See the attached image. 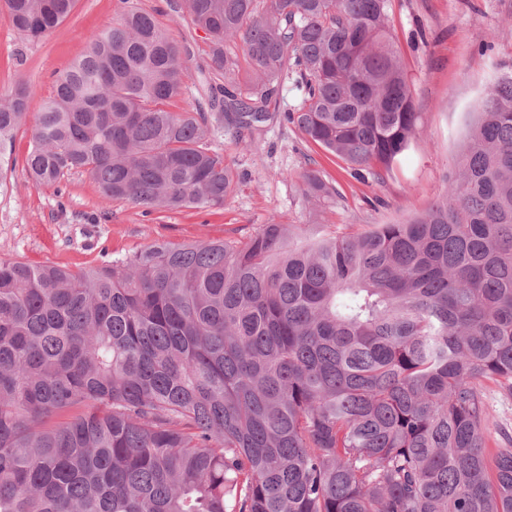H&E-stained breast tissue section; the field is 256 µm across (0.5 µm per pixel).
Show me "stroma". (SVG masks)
<instances>
[{
    "label": "stroma",
    "instance_id": "1",
    "mask_svg": "<svg viewBox=\"0 0 512 512\" xmlns=\"http://www.w3.org/2000/svg\"><path fill=\"white\" fill-rule=\"evenodd\" d=\"M131 3L153 14L171 41L192 51L186 93L171 103V111L223 84V72L210 66L208 41L186 9L171 8L170 0H77L69 18L40 40L20 34L0 7V94L25 86L28 112H39L56 78L86 51L90 37L111 28ZM388 26L421 114V132L383 180L352 178L344 161L282 122L242 142L217 123L210 145L233 169L234 192L220 207L147 214L126 200L103 201L83 172L33 186L25 175L31 148L26 124L0 159V262L77 272L156 241L239 242L273 221L317 236L353 234L424 212L448 192L452 160L474 118L475 101L489 89L498 63L512 60V0H390ZM309 168L338 190L327 207L301 194L299 176ZM485 399L490 447L512 446V395L491 387Z\"/></svg>",
    "mask_w": 512,
    "mask_h": 512
}]
</instances>
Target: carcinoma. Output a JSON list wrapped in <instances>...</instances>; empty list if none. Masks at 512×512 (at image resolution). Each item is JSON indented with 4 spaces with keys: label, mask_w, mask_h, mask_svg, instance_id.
<instances>
[{
    "label": "carcinoma",
    "mask_w": 512,
    "mask_h": 512,
    "mask_svg": "<svg viewBox=\"0 0 512 512\" xmlns=\"http://www.w3.org/2000/svg\"><path fill=\"white\" fill-rule=\"evenodd\" d=\"M388 2L185 0L224 72L218 121L244 140L288 80L284 120L382 180L419 121ZM75 3L3 0L31 39ZM188 61L137 8L93 36L31 125L32 183L80 170L146 213L224 205L208 117L167 109ZM26 100L0 98V156ZM487 382L512 394V62L448 194L403 224L304 240L272 222L81 272L0 262V512H512Z\"/></svg>",
    "instance_id": "obj_1"
}]
</instances>
